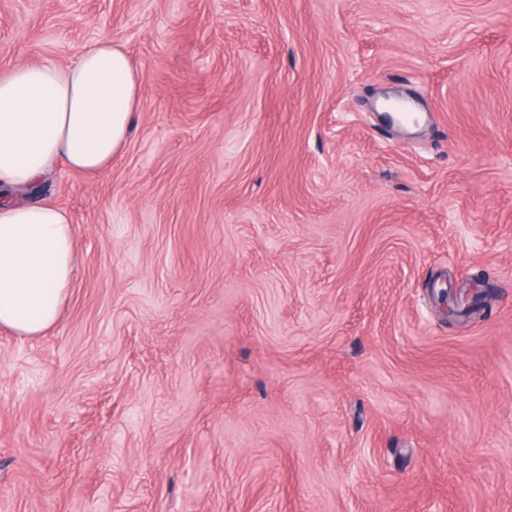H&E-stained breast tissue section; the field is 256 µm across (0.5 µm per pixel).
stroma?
<instances>
[{
  "label": "stroma",
  "mask_w": 512,
  "mask_h": 512,
  "mask_svg": "<svg viewBox=\"0 0 512 512\" xmlns=\"http://www.w3.org/2000/svg\"><path fill=\"white\" fill-rule=\"evenodd\" d=\"M102 39L138 111L33 192L76 264L0 328V512H512V0H0V73Z\"/></svg>",
  "instance_id": "obj_1"
}]
</instances>
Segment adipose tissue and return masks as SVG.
<instances>
[{"label":"adipose tissue","mask_w":512,"mask_h":512,"mask_svg":"<svg viewBox=\"0 0 512 512\" xmlns=\"http://www.w3.org/2000/svg\"><path fill=\"white\" fill-rule=\"evenodd\" d=\"M140 79L109 40L75 63L19 64L0 75V326L19 336L53 327L69 294L75 241L67 213L9 192L64 165L108 168L127 143Z\"/></svg>","instance_id":"1"}]
</instances>
